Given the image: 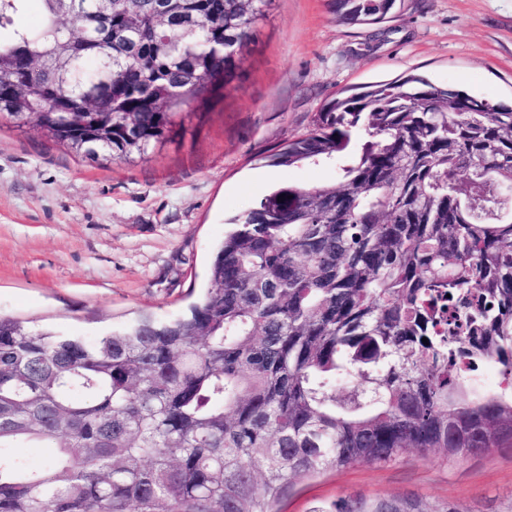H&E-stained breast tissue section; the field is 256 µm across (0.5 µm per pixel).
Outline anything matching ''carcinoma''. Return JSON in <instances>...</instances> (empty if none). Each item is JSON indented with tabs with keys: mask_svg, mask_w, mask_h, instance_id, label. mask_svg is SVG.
Wrapping results in <instances>:
<instances>
[{
	"mask_svg": "<svg viewBox=\"0 0 512 512\" xmlns=\"http://www.w3.org/2000/svg\"><path fill=\"white\" fill-rule=\"evenodd\" d=\"M24 2L0 0V30ZM42 2L38 27L0 40V120L51 114L49 138L112 162L226 96L273 0H168L165 25L156 0L130 17ZM399 2L331 8L374 25ZM63 98L105 101L112 136L58 135ZM272 161L332 164L337 182L233 219L188 316L93 341L0 317V512H277L323 471L512 446V107L406 76L325 102ZM487 363L498 389L477 397ZM42 440L58 451L40 468L6 453ZM311 512L466 510L344 496Z\"/></svg>",
	"mask_w": 512,
	"mask_h": 512,
	"instance_id": "carcinoma-1",
	"label": "carcinoma"
}]
</instances>
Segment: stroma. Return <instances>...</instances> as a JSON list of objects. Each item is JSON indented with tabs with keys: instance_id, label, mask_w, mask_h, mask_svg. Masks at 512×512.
<instances>
[{
	"instance_id": "35a3bbf8",
	"label": "stroma",
	"mask_w": 512,
	"mask_h": 512,
	"mask_svg": "<svg viewBox=\"0 0 512 512\" xmlns=\"http://www.w3.org/2000/svg\"><path fill=\"white\" fill-rule=\"evenodd\" d=\"M417 75L512 100V0H405L379 25H343L329 0H273L224 100L185 111L142 158H80L35 127H0V315L86 340L185 314L209 286L231 219L273 188L332 183L330 167L277 166L347 89ZM419 495L469 512L512 498V448L461 461L403 452L303 478L279 512L341 496Z\"/></svg>"
}]
</instances>
